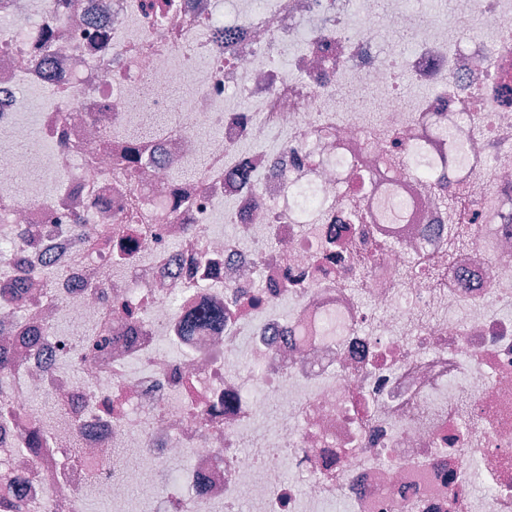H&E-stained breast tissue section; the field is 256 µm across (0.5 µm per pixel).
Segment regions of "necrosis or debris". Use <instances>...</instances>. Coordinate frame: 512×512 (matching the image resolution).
I'll return each instance as SVG.
<instances>
[{
    "instance_id": "obj_1",
    "label": "necrosis or debris",
    "mask_w": 512,
    "mask_h": 512,
    "mask_svg": "<svg viewBox=\"0 0 512 512\" xmlns=\"http://www.w3.org/2000/svg\"><path fill=\"white\" fill-rule=\"evenodd\" d=\"M44 2L0 0V130L21 133L19 95L50 86L37 162L56 185L19 195L28 162L0 149V265L63 270L53 300L0 308L15 349L0 454L22 512L87 491L112 512H512V0H451L422 25L402 0L383 21L379 0H272L226 20L221 0H79L55 20ZM405 76L425 94L406 100ZM146 115L168 122L133 188L112 159ZM79 218L112 242L149 225V243L115 264L83 231L53 233ZM272 241L282 257L266 258ZM207 309L223 326L184 335ZM69 312L106 326L95 358L61 329ZM36 428L51 445L19 451ZM125 448L133 466L113 460Z\"/></svg>"
}]
</instances>
